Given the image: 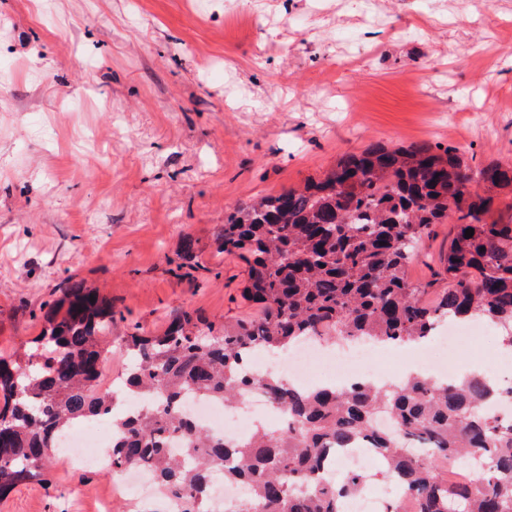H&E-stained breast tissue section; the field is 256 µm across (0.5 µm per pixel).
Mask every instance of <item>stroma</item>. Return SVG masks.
Listing matches in <instances>:
<instances>
[{
	"label": "stroma",
	"instance_id": "stroma-1",
	"mask_svg": "<svg viewBox=\"0 0 512 512\" xmlns=\"http://www.w3.org/2000/svg\"><path fill=\"white\" fill-rule=\"evenodd\" d=\"M372 143L512 162V0H0V355H23L67 276L121 339L191 310L256 315L214 233L233 207ZM450 224L407 273L440 270ZM195 267L178 270L185 237ZM167 512L53 454L0 512Z\"/></svg>",
	"mask_w": 512,
	"mask_h": 512
}]
</instances>
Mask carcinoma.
<instances>
[{
    "label": "carcinoma",
    "mask_w": 512,
    "mask_h": 512,
    "mask_svg": "<svg viewBox=\"0 0 512 512\" xmlns=\"http://www.w3.org/2000/svg\"><path fill=\"white\" fill-rule=\"evenodd\" d=\"M473 183L484 184L486 195L472 191ZM509 188L512 163L475 169L454 146L371 144L342 154L300 189L237 205L214 242L247 262L241 293L259 315L217 324L182 311L159 333L133 328L124 337L130 366L119 392L97 386L112 301L66 279L43 315V352L24 362L0 357V502L41 480L66 430L109 415L112 471L150 467L180 512H210L216 471L249 484L258 512H341L365 476L331 481L326 459L359 442L399 485L387 512H512V415L486 408L512 398L511 386L493 390L481 374L441 383L409 374L382 386L301 389L243 364L254 350L278 354L308 337L421 343L454 320L488 321L512 348V224L489 220L490 193ZM448 222V287L428 303L433 284L410 280L407 268L421 239ZM253 391L285 420L236 442L182 409L187 397L235 404ZM120 397L145 406L119 411ZM381 415L395 428L378 427ZM174 441L177 454L169 450ZM475 458L484 463L475 479H448V462Z\"/></svg>",
    "instance_id": "cac0c4a2"
}]
</instances>
